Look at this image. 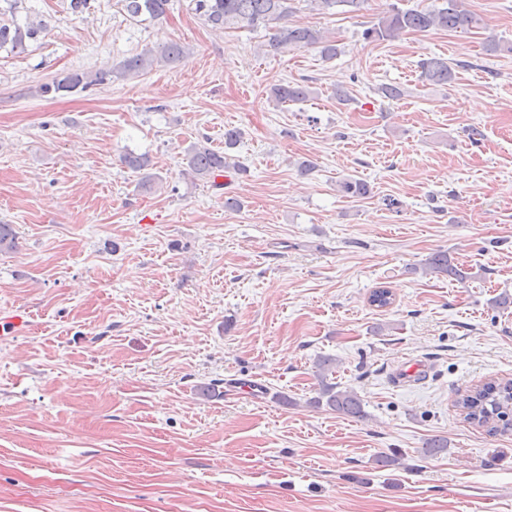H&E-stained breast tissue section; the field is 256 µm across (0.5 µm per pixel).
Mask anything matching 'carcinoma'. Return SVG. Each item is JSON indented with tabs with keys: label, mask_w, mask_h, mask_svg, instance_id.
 I'll use <instances>...</instances> for the list:
<instances>
[{
	"label": "carcinoma",
	"mask_w": 512,
	"mask_h": 512,
	"mask_svg": "<svg viewBox=\"0 0 512 512\" xmlns=\"http://www.w3.org/2000/svg\"><path fill=\"white\" fill-rule=\"evenodd\" d=\"M127 15L135 20L146 18L157 20L167 11L170 0H120ZM194 11L213 26L222 27L230 22H245L249 25H268L288 18L290 0H192ZM481 25V19L463 8L461 0H447V6L432 10L392 9L380 18L377 24L367 29L366 38L390 40L400 33L442 29L468 33ZM45 30L42 22H29L21 27L15 23H0V50L21 54L28 44L38 40ZM320 46L326 58L336 55V46L323 40L321 33L313 28L298 25H283L276 28L270 38V47L305 48ZM153 64L150 55L144 53L130 57L111 68L100 69L93 74L73 72L55 78L50 83L39 86V93L56 95L61 92L73 93L93 85L114 82L131 74L145 71ZM421 75L434 84H447L454 79V72L448 61L431 57L420 64ZM311 94L309 86L302 83H287L274 88L271 97L278 103H297L306 100ZM123 162L136 171L149 169L151 159L147 154L128 152ZM186 171L195 179L213 182L220 173L230 168L228 156L211 150L202 144L192 145L185 154ZM339 192L348 198H362L369 194V186L354 178H345L338 183ZM423 270L430 274L443 275L458 282L472 278L468 269L454 263L446 252H437L423 263ZM335 359L320 356L316 360L319 370V395L312 400L316 406L324 405L345 416H363L362 402L356 392L341 389L335 382L327 381L333 373ZM457 407L464 420L485 427L490 432L512 428V379L491 380L477 385L457 400Z\"/></svg>",
	"instance_id": "carcinoma-1"
}]
</instances>
